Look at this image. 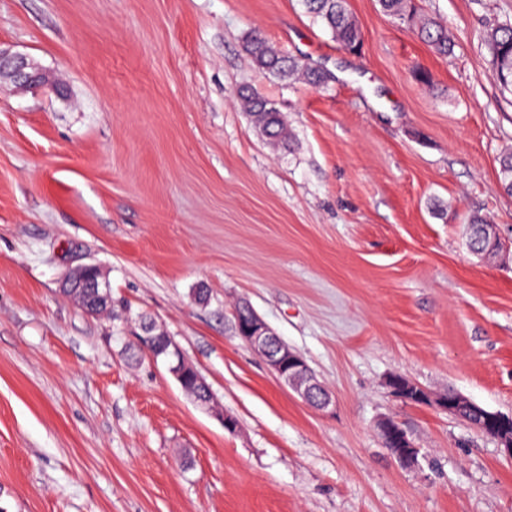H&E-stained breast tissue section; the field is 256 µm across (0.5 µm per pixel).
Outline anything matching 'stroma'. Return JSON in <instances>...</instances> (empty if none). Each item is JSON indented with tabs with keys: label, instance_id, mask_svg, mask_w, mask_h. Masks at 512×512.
I'll use <instances>...</instances> for the list:
<instances>
[{
	"label": "stroma",
	"instance_id": "1",
	"mask_svg": "<svg viewBox=\"0 0 512 512\" xmlns=\"http://www.w3.org/2000/svg\"><path fill=\"white\" fill-rule=\"evenodd\" d=\"M416 2L451 55L377 0H347L355 51L300 0H0V46L52 79L0 83V512H512L497 441L386 385L512 416V91L484 40L512 0ZM257 29L327 89L259 69ZM243 86L276 103L291 151L257 132ZM475 214L508 246L495 260L467 247ZM85 264L113 318L62 294ZM241 300L332 389L329 411L236 335ZM144 316L214 410L133 354ZM385 418L418 466L382 446ZM399 376H401L404 381L405 380L409 381V384L406 386V389L409 392V394H413L418 398H427L431 402L433 401L438 407L448 411V415L460 418V411H459L460 406H462L464 404H476V403L466 399L465 397L461 396L460 394H458V396L456 398L457 404H456V402L448 401V396H445V395H440V396H437L434 398L431 395V393L426 391L418 383L411 381L402 375H399Z\"/></svg>",
	"mask_w": 512,
	"mask_h": 512
}]
</instances>
